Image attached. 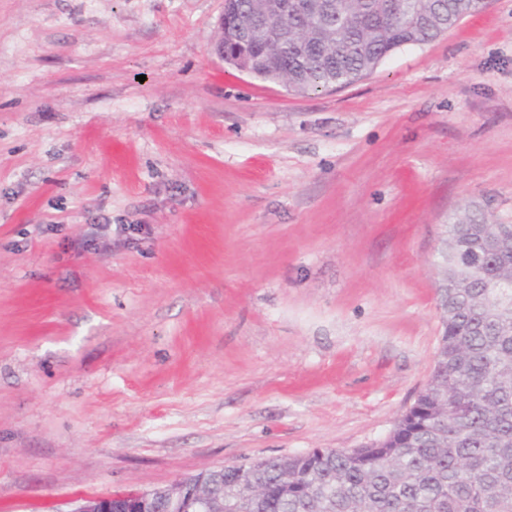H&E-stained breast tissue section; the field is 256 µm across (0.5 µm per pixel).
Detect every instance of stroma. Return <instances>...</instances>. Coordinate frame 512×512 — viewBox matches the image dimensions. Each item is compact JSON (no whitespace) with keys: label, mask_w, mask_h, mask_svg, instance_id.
<instances>
[{"label":"stroma","mask_w":512,"mask_h":512,"mask_svg":"<svg viewBox=\"0 0 512 512\" xmlns=\"http://www.w3.org/2000/svg\"><path fill=\"white\" fill-rule=\"evenodd\" d=\"M223 9L0 0V512L383 440L448 225L512 224V0L308 94Z\"/></svg>","instance_id":"stroma-1"}]
</instances>
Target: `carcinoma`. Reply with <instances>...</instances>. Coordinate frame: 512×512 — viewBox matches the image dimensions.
I'll use <instances>...</instances> for the list:
<instances>
[{
    "label": "carcinoma",
    "mask_w": 512,
    "mask_h": 512,
    "mask_svg": "<svg viewBox=\"0 0 512 512\" xmlns=\"http://www.w3.org/2000/svg\"><path fill=\"white\" fill-rule=\"evenodd\" d=\"M336 39L320 18L304 56L260 78L304 93L344 87L407 43L452 28L482 0H332ZM434 370L389 435L364 448L315 449L217 468L226 512H512V224L472 216L448 225Z\"/></svg>",
    "instance_id": "1"
}]
</instances>
